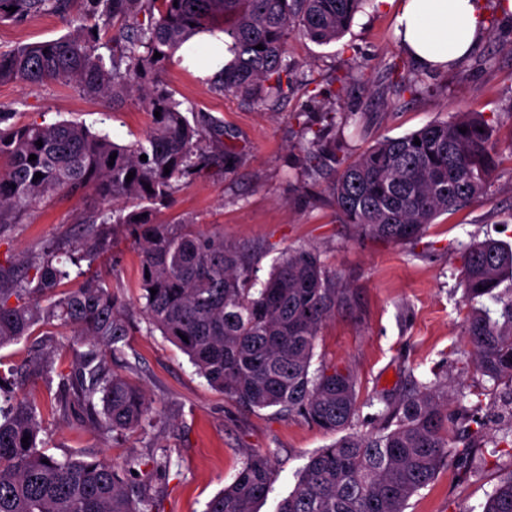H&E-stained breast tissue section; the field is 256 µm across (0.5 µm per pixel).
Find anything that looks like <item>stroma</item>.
I'll return each mask as SVG.
<instances>
[{
	"mask_svg": "<svg viewBox=\"0 0 512 512\" xmlns=\"http://www.w3.org/2000/svg\"><path fill=\"white\" fill-rule=\"evenodd\" d=\"M493 32L448 71L436 73L419 91L400 93L395 70L413 61L395 36L394 11L368 0L338 41L318 45L298 33L288 37L283 62L292 78L287 98L257 106L215 91L213 74L201 65L217 49L211 32L194 38L193 53L177 50L160 81L185 111L204 112L224 127V145L239 152L229 169L211 168L180 179L153 215L163 223L179 218L203 232L219 231L224 243L246 249L257 281H265L282 252L317 250L348 294L323 323L312 369L336 366L356 378L357 431L372 430L385 402L395 401L410 379L435 382L448 392V438L457 442L460 417L477 415L488 440L512 427V387L482 376L463 328L460 254L472 240L493 238L512 245V17L484 0ZM82 4L70 18L32 16L0 23V48L54 39L79 23ZM350 78L348 90L340 81ZM335 104L336 124L327 129L337 157H352L383 137H398L426 124L477 112L494 118L500 162L486 195L442 214L413 243L396 246L365 239L340 223L316 175H302L303 140L297 112L318 124L321 104ZM0 110L24 122H82L116 143H133L150 128L147 101L120 104L84 96L55 82L0 84ZM94 192L67 191L37 202L0 237V264L34 246L77 247L81 221L101 208ZM110 279L122 293L129 334L107 355L108 372L135 381L151 412L132 432H107L56 404L60 371L68 370L83 346L57 324L36 326L32 336L0 348V384L36 405L47 454L61 458L99 456L132 479L147 512H205L210 499L235 479L246 458H271L274 481L259 512H277L314 452L335 442L296 415L277 408L248 409L212 389L187 356L149 324L140 299V255L123 230L110 236ZM394 382H386V375ZM169 457L170 467L152 462ZM512 470V447L487 458L463 476L443 468L413 495L406 512H482L488 494Z\"/></svg>",
	"mask_w": 512,
	"mask_h": 512,
	"instance_id": "1",
	"label": "stroma"
}]
</instances>
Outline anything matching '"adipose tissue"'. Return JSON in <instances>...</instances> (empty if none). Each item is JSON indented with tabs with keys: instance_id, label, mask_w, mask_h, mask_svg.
I'll return each mask as SVG.
<instances>
[{
	"instance_id": "obj_1",
	"label": "adipose tissue",
	"mask_w": 512,
	"mask_h": 512,
	"mask_svg": "<svg viewBox=\"0 0 512 512\" xmlns=\"http://www.w3.org/2000/svg\"><path fill=\"white\" fill-rule=\"evenodd\" d=\"M397 34L419 66L446 70L488 33L481 0H397Z\"/></svg>"
}]
</instances>
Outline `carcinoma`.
<instances>
[{
  "label": "carcinoma",
  "mask_w": 512,
  "mask_h": 512,
  "mask_svg": "<svg viewBox=\"0 0 512 512\" xmlns=\"http://www.w3.org/2000/svg\"><path fill=\"white\" fill-rule=\"evenodd\" d=\"M83 2L81 24L72 33L0 50V83L54 81L114 103L138 97L160 117L128 147L81 123L19 124L12 121L14 113L0 112V161L6 163L0 170V234L45 197L92 189L108 206L87 224L93 247L80 256L68 254L71 264L92 262L107 250L104 227H127L141 254L140 298L147 319L212 388L252 409L277 407L328 432H346L309 458L279 512H405L409 499L445 466L469 473L499 452L512 429L490 450L448 445V395L432 382L386 405L375 432H351L354 376L334 366L310 375L318 329L346 298L319 255L302 248L285 252L253 295V267L242 251L224 245L223 234L153 220L154 206L172 196L180 179L214 160L201 143L216 132L213 122L184 114L180 101L151 77L157 66L196 34L222 23L233 58L217 76L215 90L262 105L288 94L282 52L293 23L301 35L327 45L349 30L365 0ZM10 6L15 12L7 11ZM72 6L73 0H0V22L65 17ZM111 26L117 31L106 61L93 31ZM259 44L263 49H256ZM157 52L162 57L154 58ZM430 77L409 70L398 74L396 84L415 95ZM493 132L492 120L462 112L385 137L350 160L336 158L322 130L305 122L301 129L303 136L313 134L306 140V159L327 161L328 194L340 222L363 238L396 245L417 239L441 214L483 197L498 165ZM32 154L37 159L29 160ZM37 172L43 178L36 181ZM128 204L136 209L126 211ZM25 264L22 275L0 265V347L32 335L40 322L73 327L88 351L61 375L58 404L74 406L89 422L114 431L142 426L149 412L145 394L103 366L104 352L115 351L127 335L120 290L98 272L62 288L70 271L49 246H37ZM461 275L464 333L476 369L494 381L512 382V246L492 238L473 243L462 252ZM0 392V512H145L114 465L96 456L46 454L39 448L36 408L1 385ZM273 477L267 456L250 455L206 512H255ZM482 512H512V470L488 494Z\"/></svg>",
  "instance_id": "1"
}]
</instances>
